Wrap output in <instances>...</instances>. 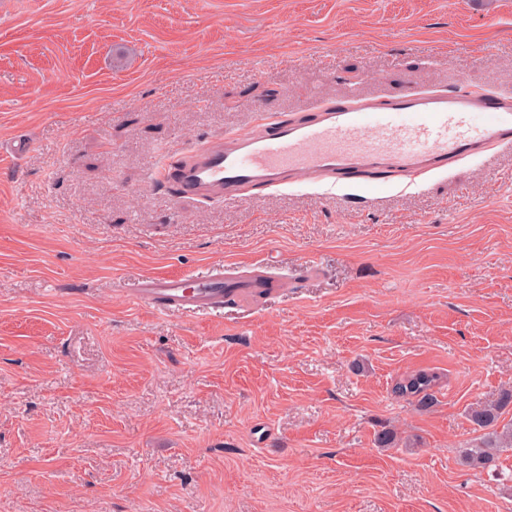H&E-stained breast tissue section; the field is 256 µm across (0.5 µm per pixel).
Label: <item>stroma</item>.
Wrapping results in <instances>:
<instances>
[{"label":"stroma","instance_id":"stroma-1","mask_svg":"<svg viewBox=\"0 0 512 512\" xmlns=\"http://www.w3.org/2000/svg\"><path fill=\"white\" fill-rule=\"evenodd\" d=\"M409 88L512 92V0H0V512H512V450L459 460L512 383V148L228 203L151 180ZM259 263L249 305L135 297ZM419 371L432 403L394 392Z\"/></svg>","mask_w":512,"mask_h":512}]
</instances>
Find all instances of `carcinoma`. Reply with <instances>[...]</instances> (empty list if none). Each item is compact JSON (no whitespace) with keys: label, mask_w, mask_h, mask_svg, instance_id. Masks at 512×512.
I'll use <instances>...</instances> for the list:
<instances>
[{"label":"carcinoma","mask_w":512,"mask_h":512,"mask_svg":"<svg viewBox=\"0 0 512 512\" xmlns=\"http://www.w3.org/2000/svg\"><path fill=\"white\" fill-rule=\"evenodd\" d=\"M435 376L419 373L410 377L397 387L401 394L415 395L426 391ZM512 408V386L502 388L495 401L480 404L468 412V420L474 429L482 432L479 444L465 448L460 454V463L473 470L498 469L501 452L512 449V420L504 423L501 420L503 411Z\"/></svg>","instance_id":"obj_1"}]
</instances>
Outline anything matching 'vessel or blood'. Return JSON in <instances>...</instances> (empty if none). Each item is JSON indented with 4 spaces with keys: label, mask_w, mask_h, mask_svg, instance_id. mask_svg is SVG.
I'll return each mask as SVG.
<instances>
[{
    "label": "vessel or blood",
    "mask_w": 512,
    "mask_h": 512,
    "mask_svg": "<svg viewBox=\"0 0 512 512\" xmlns=\"http://www.w3.org/2000/svg\"><path fill=\"white\" fill-rule=\"evenodd\" d=\"M512 147V93L405 89L316 107L295 121L260 123L188 156L173 177L181 196L231 201L303 176L335 188L396 173L447 171L451 162ZM267 266L195 277L148 276L137 290L155 311L207 315L277 288Z\"/></svg>",
    "instance_id": "1"
}]
</instances>
